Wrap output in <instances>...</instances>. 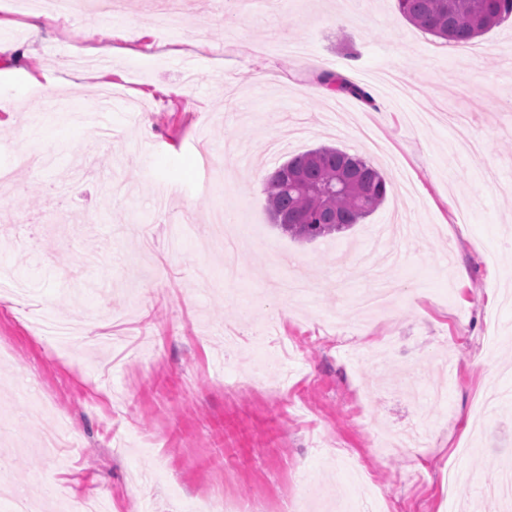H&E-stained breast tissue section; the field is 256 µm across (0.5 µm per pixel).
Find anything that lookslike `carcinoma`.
<instances>
[{"mask_svg": "<svg viewBox=\"0 0 512 512\" xmlns=\"http://www.w3.org/2000/svg\"><path fill=\"white\" fill-rule=\"evenodd\" d=\"M397 5L419 29L459 46L512 16V0H397ZM317 81L372 103L367 91L339 73L325 72ZM388 190L389 181L370 162L330 146L290 157L265 183L273 224L302 241L361 223L384 203Z\"/></svg>", "mask_w": 512, "mask_h": 512, "instance_id": "carcinoma-1", "label": "carcinoma"}]
</instances>
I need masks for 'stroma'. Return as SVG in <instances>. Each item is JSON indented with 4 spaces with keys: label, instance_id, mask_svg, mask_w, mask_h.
<instances>
[{
    "label": "stroma",
    "instance_id": "35a3bbf8",
    "mask_svg": "<svg viewBox=\"0 0 512 512\" xmlns=\"http://www.w3.org/2000/svg\"><path fill=\"white\" fill-rule=\"evenodd\" d=\"M112 19L39 29L0 8V162L30 144L46 166L0 187V512L19 494L81 512H502L479 495L512 457V19L457 48L396 0H281L219 12L190 0L161 53L149 0ZM115 32L106 70L64 58ZM273 43H302L303 57ZM374 99L313 92L317 72ZM111 93V132L81 118ZM333 145L390 179L350 230L310 242L270 222L265 178ZM247 224L236 273L212 209ZM405 217L394 263L336 262ZM390 279L389 348L345 297ZM295 338L292 372L262 327ZM256 390L230 393L235 381ZM419 428L418 444L382 437ZM462 494L446 484L448 470Z\"/></svg>",
    "mask_w": 512,
    "mask_h": 512
}]
</instances>
